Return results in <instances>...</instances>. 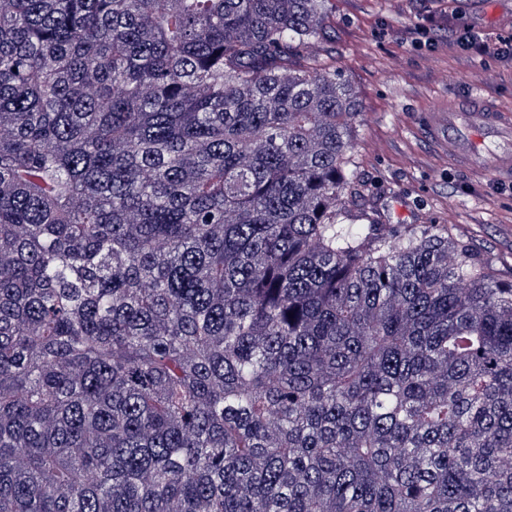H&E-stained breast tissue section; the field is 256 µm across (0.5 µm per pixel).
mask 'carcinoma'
Segmentation results:
<instances>
[{"label":"carcinoma","mask_w":512,"mask_h":512,"mask_svg":"<svg viewBox=\"0 0 512 512\" xmlns=\"http://www.w3.org/2000/svg\"><path fill=\"white\" fill-rule=\"evenodd\" d=\"M328 0H0V512H512V285L358 203Z\"/></svg>","instance_id":"1"}]
</instances>
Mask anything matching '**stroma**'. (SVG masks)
<instances>
[{
    "mask_svg": "<svg viewBox=\"0 0 512 512\" xmlns=\"http://www.w3.org/2000/svg\"><path fill=\"white\" fill-rule=\"evenodd\" d=\"M466 24L512 39V0H331L329 37L307 54L334 66L361 103L351 151L363 204L389 224H444L490 278L512 283V182L458 163L426 116L477 99L512 114V59L491 62L450 45ZM439 45H418L417 29Z\"/></svg>",
    "mask_w": 512,
    "mask_h": 512,
    "instance_id": "35a3bbf8",
    "label": "stroma"
}]
</instances>
